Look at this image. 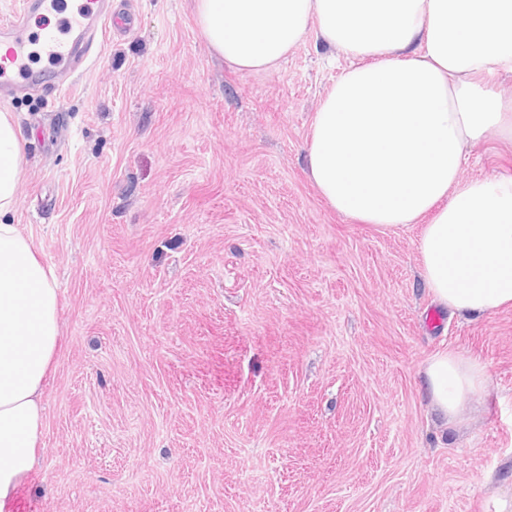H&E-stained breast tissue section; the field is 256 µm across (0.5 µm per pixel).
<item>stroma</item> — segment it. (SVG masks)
<instances>
[{
  "label": "stroma",
  "mask_w": 512,
  "mask_h": 512,
  "mask_svg": "<svg viewBox=\"0 0 512 512\" xmlns=\"http://www.w3.org/2000/svg\"><path fill=\"white\" fill-rule=\"evenodd\" d=\"M72 88L0 101L24 133L8 217L54 267L62 343L44 449L12 512H512V307L440 311L419 225L328 206L306 165L344 56L215 57L193 0H128ZM462 179L512 175V143ZM488 366L461 429L420 374Z\"/></svg>",
  "instance_id": "35a3bbf8"
}]
</instances>
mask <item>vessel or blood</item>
Returning a JSON list of instances; mask_svg holds the SVG:
<instances>
[{"label": "vessel or blood", "mask_w": 512, "mask_h": 512, "mask_svg": "<svg viewBox=\"0 0 512 512\" xmlns=\"http://www.w3.org/2000/svg\"><path fill=\"white\" fill-rule=\"evenodd\" d=\"M55 7V0H25L0 24V97L29 89L61 90L64 79L95 54L100 36L113 25L109 0H84L60 28L33 39L30 13Z\"/></svg>", "instance_id": "b4317fda"}]
</instances>
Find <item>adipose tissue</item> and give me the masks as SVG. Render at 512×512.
<instances>
[{
	"label": "adipose tissue",
	"mask_w": 512,
	"mask_h": 512,
	"mask_svg": "<svg viewBox=\"0 0 512 512\" xmlns=\"http://www.w3.org/2000/svg\"><path fill=\"white\" fill-rule=\"evenodd\" d=\"M209 49L244 74L274 73L316 30L349 61L311 125L308 176L339 214L383 230L421 223L419 277L469 316L512 305V178L460 177L467 147L512 141V0H195ZM23 133L0 112V512L35 469L44 392L60 346L55 272L17 225ZM441 426L480 403L486 363L454 349L421 370Z\"/></svg>",
	"instance_id": "obj_1"
}]
</instances>
